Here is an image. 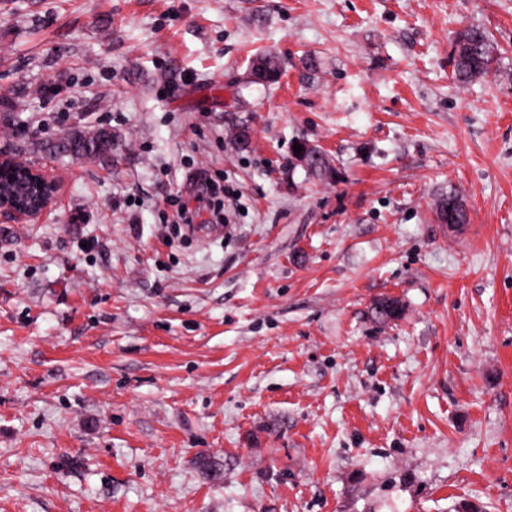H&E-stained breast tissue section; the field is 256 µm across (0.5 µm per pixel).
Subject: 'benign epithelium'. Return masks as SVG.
<instances>
[{
  "instance_id": "benign-epithelium-1",
  "label": "benign epithelium",
  "mask_w": 512,
  "mask_h": 512,
  "mask_svg": "<svg viewBox=\"0 0 512 512\" xmlns=\"http://www.w3.org/2000/svg\"><path fill=\"white\" fill-rule=\"evenodd\" d=\"M1 169L11 170L12 180L17 185L15 190L0 186L1 216L26 223L45 214L57 201L61 185L48 170L0 153Z\"/></svg>"
}]
</instances>
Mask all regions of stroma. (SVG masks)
Returning <instances> with one entry per match:
<instances>
[{
    "label": "stroma",
    "mask_w": 512,
    "mask_h": 512,
    "mask_svg": "<svg viewBox=\"0 0 512 512\" xmlns=\"http://www.w3.org/2000/svg\"><path fill=\"white\" fill-rule=\"evenodd\" d=\"M0 151V512H512V0H0ZM453 60L455 78L465 85L490 73L498 61V49L484 30L470 28L458 37ZM281 72V64L275 57H261L252 66L251 78L254 83H268L276 80ZM112 145V136L109 132L98 131L92 135L83 131L68 133L61 141L47 148L49 153H65L76 158L107 150ZM10 169L18 190H5L0 185V215L16 223L34 220L57 201L61 185L45 168H36L0 153V170ZM0 172V183H7L8 173Z\"/></svg>",
    "instance_id": "35a3bbf8"
}]
</instances>
